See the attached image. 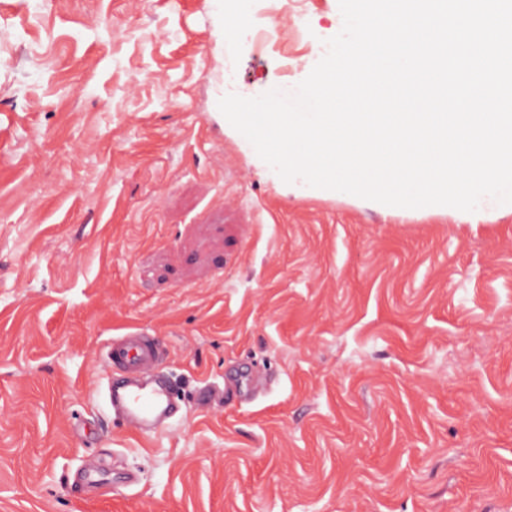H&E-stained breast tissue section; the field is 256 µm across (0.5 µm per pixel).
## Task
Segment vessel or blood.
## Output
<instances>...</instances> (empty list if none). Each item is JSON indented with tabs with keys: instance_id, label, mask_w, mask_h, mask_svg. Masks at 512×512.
Here are the masks:
<instances>
[{
	"instance_id": "obj_1",
	"label": "vessel or blood",
	"mask_w": 512,
	"mask_h": 512,
	"mask_svg": "<svg viewBox=\"0 0 512 512\" xmlns=\"http://www.w3.org/2000/svg\"><path fill=\"white\" fill-rule=\"evenodd\" d=\"M158 343L149 336L124 334L114 338L107 353L108 366L120 368V379H107L105 398L113 416L142 433L167 426L178 407L168 381L155 375Z\"/></svg>"
}]
</instances>
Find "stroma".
<instances>
[{
  "mask_svg": "<svg viewBox=\"0 0 512 512\" xmlns=\"http://www.w3.org/2000/svg\"><path fill=\"white\" fill-rule=\"evenodd\" d=\"M247 26L0 0V512H512V210L284 183L218 101L293 93L343 19ZM134 329L182 404L150 436L100 392Z\"/></svg>",
  "mask_w": 512,
  "mask_h": 512,
  "instance_id": "1",
  "label": "stroma"
}]
</instances>
